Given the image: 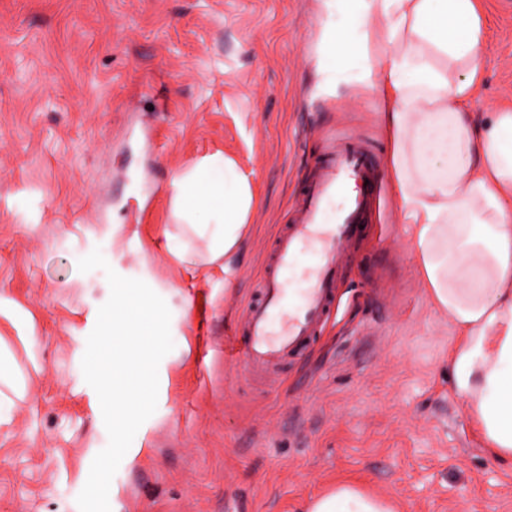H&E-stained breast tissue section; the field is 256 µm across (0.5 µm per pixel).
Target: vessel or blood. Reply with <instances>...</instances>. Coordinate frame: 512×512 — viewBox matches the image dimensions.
Returning a JSON list of instances; mask_svg holds the SVG:
<instances>
[{"label": "vessel or blood", "mask_w": 512, "mask_h": 512, "mask_svg": "<svg viewBox=\"0 0 512 512\" xmlns=\"http://www.w3.org/2000/svg\"><path fill=\"white\" fill-rule=\"evenodd\" d=\"M371 154L361 140L349 137L331 144L290 223L277 236L266 263L257 296L246 305L232 349L233 358L249 372L277 371L302 353L329 318L348 251L360 237L376 188ZM306 244L312 261L305 271L306 288L291 299L283 272ZM284 311L280 331H273L271 315Z\"/></svg>", "instance_id": "obj_1"}]
</instances>
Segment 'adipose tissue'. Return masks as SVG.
<instances>
[{"mask_svg": "<svg viewBox=\"0 0 512 512\" xmlns=\"http://www.w3.org/2000/svg\"><path fill=\"white\" fill-rule=\"evenodd\" d=\"M324 44L355 42L385 96L391 171L434 306L459 334L448 367L488 452L512 460V111L476 126L465 107L484 51L477 0H323ZM344 17L337 27L335 17ZM375 52H368V45ZM182 230L166 246L187 268L231 255L255 203L221 153L175 175ZM308 512H393L349 484Z\"/></svg>", "mask_w": 512, "mask_h": 512, "instance_id": "ef3b65f1", "label": "adipose tissue"}]
</instances>
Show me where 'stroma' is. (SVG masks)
Listing matches in <instances>:
<instances>
[{
  "label": "stroma",
  "instance_id": "1",
  "mask_svg": "<svg viewBox=\"0 0 512 512\" xmlns=\"http://www.w3.org/2000/svg\"><path fill=\"white\" fill-rule=\"evenodd\" d=\"M486 47L469 109L512 110V11L480 0ZM321 0H0V512H79L109 441L81 361L109 268L170 312L155 413L115 473L111 512H304L337 483L398 512H512V462L484 450L448 357L457 336L428 295L400 218L379 96L351 44L324 75ZM370 145L378 207L323 332L280 373L227 361L276 233L332 138ZM222 152L256 204L228 264L188 274L170 182ZM147 207L131 214L134 200ZM108 268V269H109ZM34 340L20 339L21 331Z\"/></svg>",
  "mask_w": 512,
  "mask_h": 512
}]
</instances>
